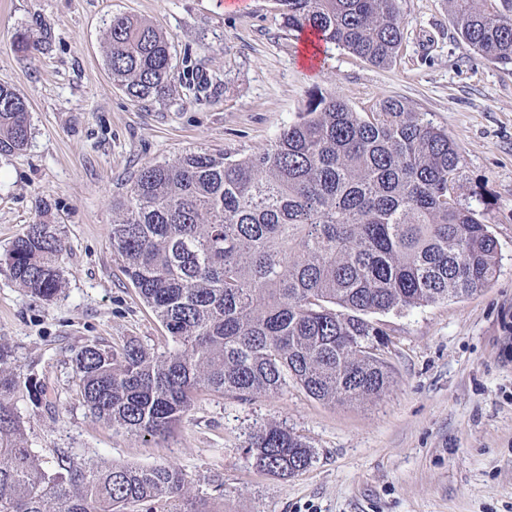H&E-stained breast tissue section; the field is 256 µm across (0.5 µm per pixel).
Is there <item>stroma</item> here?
Returning <instances> with one entry per match:
<instances>
[{"label":"stroma","instance_id":"35a3bbf8","mask_svg":"<svg viewBox=\"0 0 512 512\" xmlns=\"http://www.w3.org/2000/svg\"><path fill=\"white\" fill-rule=\"evenodd\" d=\"M398 7L402 47L378 68L333 45L303 63L275 0H0V83L27 99L31 119L27 149L0 156V261L43 208L68 245L52 301L0 271V346L22 379L47 385L40 402L15 397L46 460L172 464L213 512H512V69L476 60L445 0ZM115 15L168 36L176 71L211 78L208 97L126 95L105 61ZM20 30L40 38L38 51H17ZM320 90L358 112L397 98L447 130L462 155L458 194L498 243L495 279L466 298L379 316L391 384L378 398L324 403L293 383L245 400L203 392L167 436L113 432L77 397L73 356L90 343L167 346L109 245L114 202L146 164L200 148L262 152ZM272 425L312 448L306 470L254 466L250 442Z\"/></svg>","mask_w":512,"mask_h":512}]
</instances>
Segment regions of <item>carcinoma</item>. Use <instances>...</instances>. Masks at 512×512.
<instances>
[{
	"label": "carcinoma",
	"instance_id": "carcinoma-1",
	"mask_svg": "<svg viewBox=\"0 0 512 512\" xmlns=\"http://www.w3.org/2000/svg\"><path fill=\"white\" fill-rule=\"evenodd\" d=\"M285 26L389 66L403 40L398 0H276ZM456 33L484 61L512 67V0H446ZM106 64L137 100L191 89L174 74L169 39L125 15L110 20ZM29 105L0 84V155L23 150ZM462 156L448 132L405 101L356 112L317 91L299 121L238 159L193 150L142 167L117 203L109 244L165 328L157 353L130 343L84 346L72 384L89 414L116 432L159 436L206 390L242 399L299 385L344 403L384 393L388 342L375 314L476 294L499 268L497 242L457 196ZM67 243L42 220L17 237L8 276L50 301ZM20 375L0 347V512H211L187 498L173 465L102 468L28 445L12 402ZM257 469L292 476L312 451L271 426L248 448Z\"/></svg>",
	"mask_w": 512,
	"mask_h": 512
}]
</instances>
